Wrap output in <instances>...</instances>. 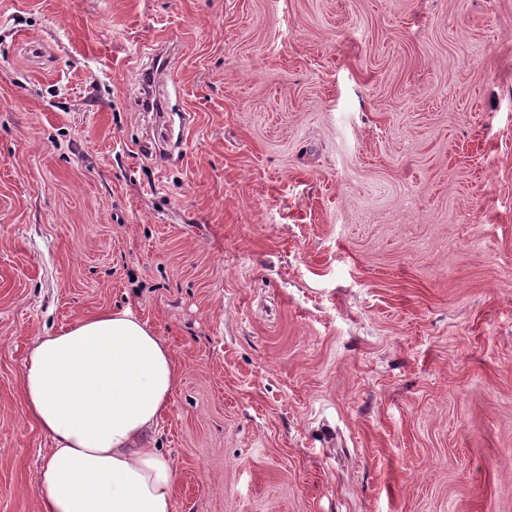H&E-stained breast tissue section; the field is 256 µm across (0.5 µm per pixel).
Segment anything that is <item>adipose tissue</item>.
Segmentation results:
<instances>
[{
    "label": "adipose tissue",
    "instance_id": "obj_1",
    "mask_svg": "<svg viewBox=\"0 0 512 512\" xmlns=\"http://www.w3.org/2000/svg\"><path fill=\"white\" fill-rule=\"evenodd\" d=\"M178 381L164 339L129 309L37 337L21 374L53 442L37 512H174L178 465L151 438Z\"/></svg>",
    "mask_w": 512,
    "mask_h": 512
}]
</instances>
